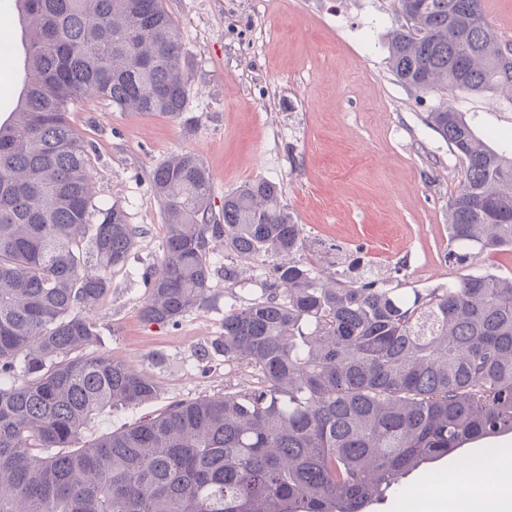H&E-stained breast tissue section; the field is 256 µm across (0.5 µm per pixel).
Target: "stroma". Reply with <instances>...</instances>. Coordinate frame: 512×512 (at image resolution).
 <instances>
[{"mask_svg": "<svg viewBox=\"0 0 512 512\" xmlns=\"http://www.w3.org/2000/svg\"><path fill=\"white\" fill-rule=\"evenodd\" d=\"M188 61L189 100L173 121L86 96L68 120L88 146L97 204L125 210L139 237L126 266L91 314L95 353L154 380L156 400L97 417L86 439L169 404L218 398L259 377L225 362L224 308L260 296L264 256L217 246L205 301L177 324L143 320V277L160 267L167 214L152 170L191 152L209 170L212 207L256 179L276 182L303 228L297 260L329 269L337 256L371 262L390 287L431 288L468 274L512 275V251L449 264L448 199L462 179L458 157L428 125V112L464 113L493 148L512 147V101L497 93L421 92L400 83L388 42L405 18L397 0H163ZM235 277L225 280V268Z\"/></svg>", "mask_w": 512, "mask_h": 512, "instance_id": "stroma-1", "label": "stroma"}]
</instances>
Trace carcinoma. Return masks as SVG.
<instances>
[{"instance_id":"cac0c4a2","label":"carcinoma","mask_w":512,"mask_h":512,"mask_svg":"<svg viewBox=\"0 0 512 512\" xmlns=\"http://www.w3.org/2000/svg\"><path fill=\"white\" fill-rule=\"evenodd\" d=\"M24 77L0 122V512H367L465 445L512 433V276L470 274L398 293L360 259L329 285L293 260L303 228L279 186L246 182L213 217L209 173L183 153L151 186L167 213L145 321L174 323L210 288L216 242L271 266L261 297L224 310L226 362L257 386L197 398L84 440L107 410L149 403L146 375L90 351V312L137 228L96 204L67 112L90 95L178 119L188 79L162 0H12ZM389 64L409 87L500 92L512 62L483 0H398ZM425 122L463 164L448 201V263L512 248V152L460 112ZM98 222L90 223L92 213Z\"/></svg>"}]
</instances>
